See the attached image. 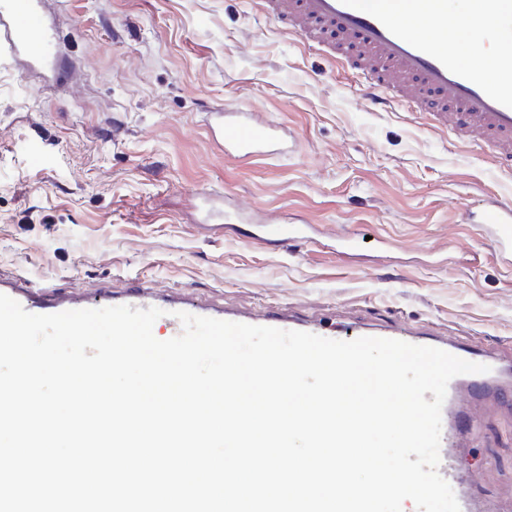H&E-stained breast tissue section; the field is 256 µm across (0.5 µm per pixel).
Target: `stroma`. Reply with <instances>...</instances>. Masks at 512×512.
<instances>
[{
  "label": "stroma",
  "mask_w": 512,
  "mask_h": 512,
  "mask_svg": "<svg viewBox=\"0 0 512 512\" xmlns=\"http://www.w3.org/2000/svg\"><path fill=\"white\" fill-rule=\"evenodd\" d=\"M49 8L59 83L0 53L1 275L76 295L137 275L219 307L424 328L512 364V267L458 213L512 202L486 150L424 131L405 104L372 108L355 73L254 0ZM214 104L281 124L294 153L224 155ZM271 217L307 241L255 240ZM335 233L358 235L355 255L329 252ZM465 411L480 418L457 450L477 512H512V404Z\"/></svg>",
  "instance_id": "stroma-1"
}]
</instances>
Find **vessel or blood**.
<instances>
[{"label":"vessel or blood","mask_w":512,"mask_h":512,"mask_svg":"<svg viewBox=\"0 0 512 512\" xmlns=\"http://www.w3.org/2000/svg\"><path fill=\"white\" fill-rule=\"evenodd\" d=\"M490 31L512 30V0H473ZM262 12L316 45L339 57L359 75L367 100L385 106L405 101L428 117L430 131L454 133L460 140L486 149L493 161L512 169V45L500 48L487 61H474L464 33L450 45L439 37L447 33L456 11L452 0H261ZM0 50L22 57L31 67L55 75L56 63L47 28L44 0H0ZM214 143L238 158L283 156L293 150L281 128L255 112H231L221 107L207 111ZM469 223L482 225L507 265H512V204L490 202L467 212ZM264 238L285 243L303 238L298 224L272 221L259 228ZM0 293L10 296L33 314L95 309L117 305L156 307L163 314L157 327L164 338L182 331L179 313L225 321L313 333L336 340L380 336L411 344L433 346L462 359L487 365L482 374L454 377L442 408L441 448L454 443L453 408L460 385L472 392H497L494 381L500 366L491 356L395 325L383 330L323 320H303L283 311L228 310L197 299L156 288L135 279L117 289L104 287L88 298L58 292L46 285L0 278ZM439 474L450 484L460 512H472L467 479L447 461Z\"/></svg>","instance_id":"vessel-or-blood-1"}]
</instances>
